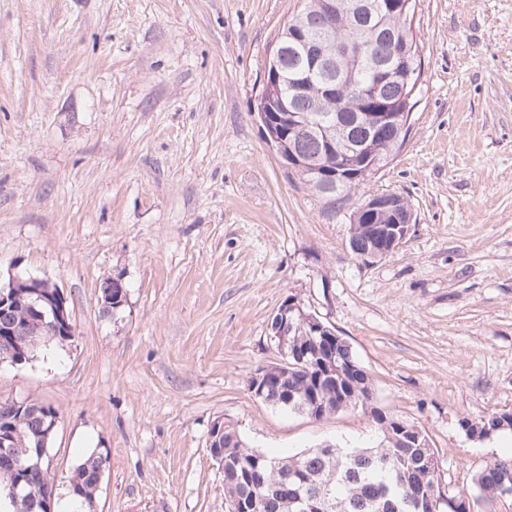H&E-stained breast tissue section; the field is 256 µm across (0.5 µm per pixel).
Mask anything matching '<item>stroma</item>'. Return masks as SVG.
I'll return each instance as SVG.
<instances>
[{
  "mask_svg": "<svg viewBox=\"0 0 512 512\" xmlns=\"http://www.w3.org/2000/svg\"><path fill=\"white\" fill-rule=\"evenodd\" d=\"M302 0H0V274L50 280L76 327L21 366L0 401L58 414L54 512L107 462L94 512H226L214 420L282 456L374 446L369 413L322 420L249 388L280 363L288 300L334 328L375 404L436 448L441 489L472 492L512 431V0H416L422 61L409 132L350 197L310 190L255 115L278 34ZM409 203L403 245L348 247L360 197ZM127 303L102 313L100 284ZM113 288H121L119 291L120 296H122L125 292L123 288H125L123 280L118 277H110L105 279L102 284L100 285L101 290V297H100V303L103 309V312L107 314L116 315L120 313L125 305L126 302V294H124L120 300L113 303L112 306V291ZM120 304V305H119ZM119 305L117 309H115V306ZM104 463L105 459L101 455L90 456L72 472L68 480L69 494L78 499L80 505L92 506Z\"/></svg>",
  "mask_w": 512,
  "mask_h": 512,
  "instance_id": "1",
  "label": "stroma"
}]
</instances>
